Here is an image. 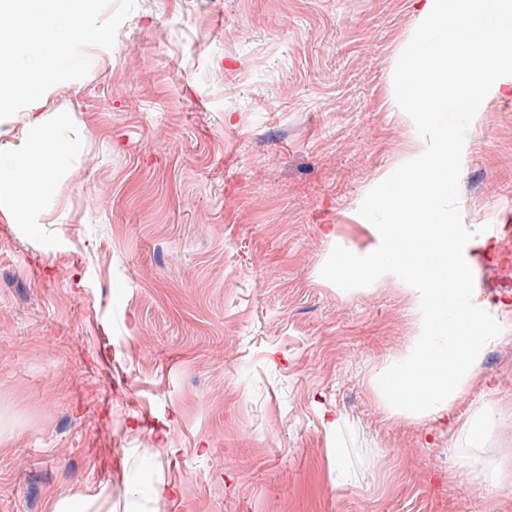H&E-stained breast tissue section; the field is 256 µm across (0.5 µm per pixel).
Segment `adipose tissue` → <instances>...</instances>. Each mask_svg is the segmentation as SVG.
I'll return each instance as SVG.
<instances>
[{
	"label": "adipose tissue",
	"mask_w": 512,
	"mask_h": 512,
	"mask_svg": "<svg viewBox=\"0 0 512 512\" xmlns=\"http://www.w3.org/2000/svg\"><path fill=\"white\" fill-rule=\"evenodd\" d=\"M77 140V135H61L35 121L27 139L13 153L0 156V196L8 202L15 219L35 223V204L49 193L52 181L47 178L34 184L29 182V174L45 155L63 156Z\"/></svg>",
	"instance_id": "adipose-tissue-1"
}]
</instances>
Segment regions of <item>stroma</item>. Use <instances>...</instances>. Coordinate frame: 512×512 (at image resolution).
<instances>
[{
	"label": "stroma",
	"mask_w": 512,
	"mask_h": 512,
	"mask_svg": "<svg viewBox=\"0 0 512 512\" xmlns=\"http://www.w3.org/2000/svg\"><path fill=\"white\" fill-rule=\"evenodd\" d=\"M416 26L415 0H137L85 78L0 121L5 150L35 115L81 131L38 223L0 207V512L105 488L114 512H512L463 453L475 410L512 423V92L462 156L464 256L505 326L454 426L374 391L415 334L405 283L320 275L371 247L358 208L419 139L392 81Z\"/></svg>",
	"instance_id": "35a3bbf8"
}]
</instances>
